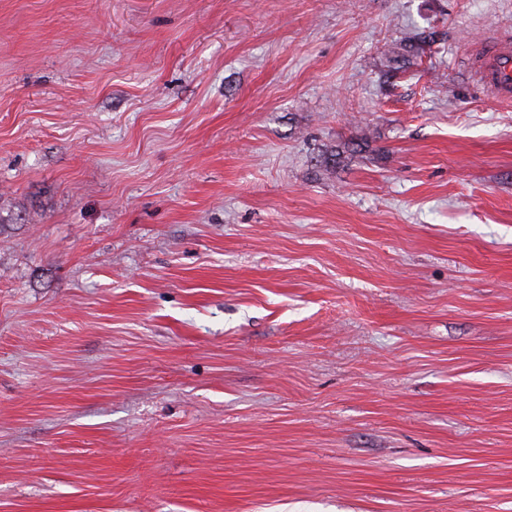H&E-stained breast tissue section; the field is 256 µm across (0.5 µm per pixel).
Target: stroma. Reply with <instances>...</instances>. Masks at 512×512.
I'll return each instance as SVG.
<instances>
[{"instance_id":"35a3bbf8","label":"stroma","mask_w":512,"mask_h":512,"mask_svg":"<svg viewBox=\"0 0 512 512\" xmlns=\"http://www.w3.org/2000/svg\"><path fill=\"white\" fill-rule=\"evenodd\" d=\"M512 0H0V512H512ZM476 82L498 99L512 101V33L485 41L472 63Z\"/></svg>"}]
</instances>
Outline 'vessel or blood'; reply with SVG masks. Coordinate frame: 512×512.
<instances>
[{
	"instance_id": "1",
	"label": "vessel or blood",
	"mask_w": 512,
	"mask_h": 512,
	"mask_svg": "<svg viewBox=\"0 0 512 512\" xmlns=\"http://www.w3.org/2000/svg\"><path fill=\"white\" fill-rule=\"evenodd\" d=\"M476 82L498 99L512 101V33L485 41L472 63Z\"/></svg>"
}]
</instances>
